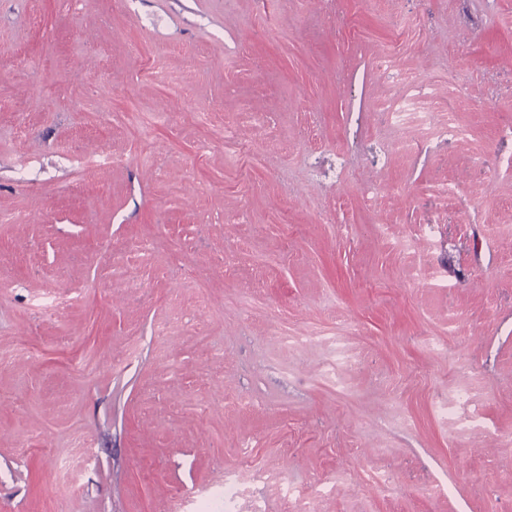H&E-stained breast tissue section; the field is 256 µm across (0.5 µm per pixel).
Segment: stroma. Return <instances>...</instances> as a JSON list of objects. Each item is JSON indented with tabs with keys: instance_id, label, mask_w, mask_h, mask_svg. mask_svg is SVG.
<instances>
[{
	"instance_id": "1",
	"label": "stroma",
	"mask_w": 512,
	"mask_h": 512,
	"mask_svg": "<svg viewBox=\"0 0 512 512\" xmlns=\"http://www.w3.org/2000/svg\"><path fill=\"white\" fill-rule=\"evenodd\" d=\"M511 120L512 0H0V512H512ZM118 160L112 155L102 151H94L83 156L79 162V171L87 178L97 170L117 164Z\"/></svg>"
}]
</instances>
